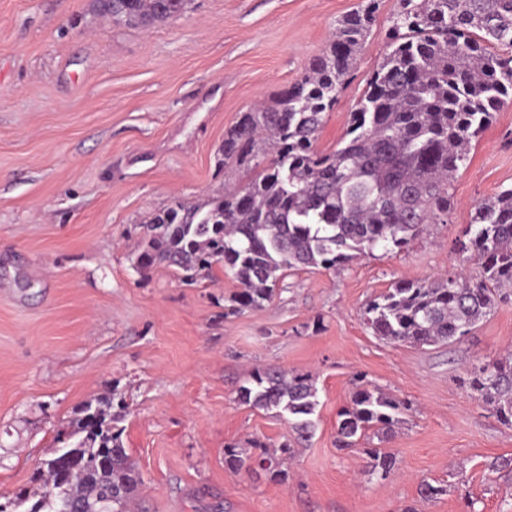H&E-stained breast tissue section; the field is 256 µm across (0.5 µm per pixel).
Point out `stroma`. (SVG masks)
I'll use <instances>...</instances> for the list:
<instances>
[{
    "mask_svg": "<svg viewBox=\"0 0 512 512\" xmlns=\"http://www.w3.org/2000/svg\"><path fill=\"white\" fill-rule=\"evenodd\" d=\"M359 2L190 0L143 28L92 0H0L1 503L31 487L75 410L113 390L142 512H512V471L497 467L512 426L467 387L471 368L512 353V301L445 345L393 344L363 319L395 279L478 275L459 241L475 204L512 186V101L455 174L447 223L403 251L288 272L272 301L233 315L240 285L222 266L193 284L135 267L156 212L248 181L218 163L225 131L300 78ZM397 6L379 0L318 151L342 146ZM265 367L318 390L314 433L283 483L225 463L227 448L264 457L291 436L238 400ZM360 385L409 409L388 438L341 449L337 413ZM370 448L395 454L388 479L370 474ZM424 479L445 493L423 499Z\"/></svg>",
    "mask_w": 512,
    "mask_h": 512,
    "instance_id": "35a3bbf8",
    "label": "stroma"
}]
</instances>
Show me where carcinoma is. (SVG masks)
Instances as JSON below:
<instances>
[{
	"mask_svg": "<svg viewBox=\"0 0 512 512\" xmlns=\"http://www.w3.org/2000/svg\"><path fill=\"white\" fill-rule=\"evenodd\" d=\"M188 0H95L116 22L149 26L180 15ZM378 0H361L336 22L326 49L270 104L243 113L224 133L219 164L253 165L238 188L154 215L137 256L144 273L163 265L193 282L221 264L241 290L229 312L272 299L288 271L334 269L374 250L402 251L431 224L448 223L451 179L494 113L512 99V0H398L388 52L351 112L343 145L314 143L376 21ZM462 252L476 279H400L370 300L364 322L391 343L433 346L458 340L512 297V187L474 206ZM471 393L512 425V354L468 378ZM240 402L287 420L297 442L311 438L318 406L309 374L279 367L253 372ZM123 398L85 403L37 467V487L15 496L16 512H129L142 477L117 428ZM407 403L357 388L339 414L336 443L350 448L370 429L389 433ZM290 445L258 460L284 482ZM370 472L390 475L395 457L365 449ZM226 465L250 468L227 449Z\"/></svg>",
	"mask_w": 512,
	"mask_h": 512,
	"instance_id": "cac0c4a2",
	"label": "carcinoma"
}]
</instances>
